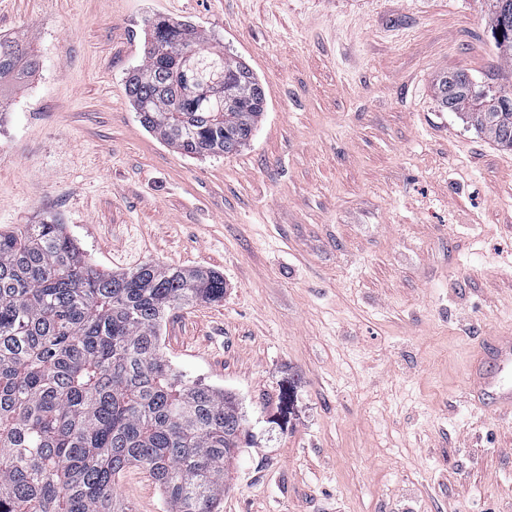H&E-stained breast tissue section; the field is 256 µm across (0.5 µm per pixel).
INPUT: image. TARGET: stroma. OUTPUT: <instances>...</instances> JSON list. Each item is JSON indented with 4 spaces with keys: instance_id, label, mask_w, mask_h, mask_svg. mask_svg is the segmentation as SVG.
<instances>
[{
    "instance_id": "obj_1",
    "label": "stroma",
    "mask_w": 512,
    "mask_h": 512,
    "mask_svg": "<svg viewBox=\"0 0 512 512\" xmlns=\"http://www.w3.org/2000/svg\"><path fill=\"white\" fill-rule=\"evenodd\" d=\"M258 76L229 157L144 129L125 77L149 19ZM484 0H0L39 67L0 87V230L57 215L99 270L211 268L163 351L254 434L221 512H512V415L471 401L479 334L512 330V151L441 111V73L512 89ZM293 383L287 428L270 419ZM134 512H167L143 470Z\"/></svg>"
}]
</instances>
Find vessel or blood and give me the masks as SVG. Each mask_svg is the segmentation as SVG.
Returning <instances> with one entry per match:
<instances>
[{
	"instance_id": "1",
	"label": "vessel or blood",
	"mask_w": 512,
	"mask_h": 512,
	"mask_svg": "<svg viewBox=\"0 0 512 512\" xmlns=\"http://www.w3.org/2000/svg\"><path fill=\"white\" fill-rule=\"evenodd\" d=\"M465 384L479 404L512 412V332L480 337Z\"/></svg>"
}]
</instances>
